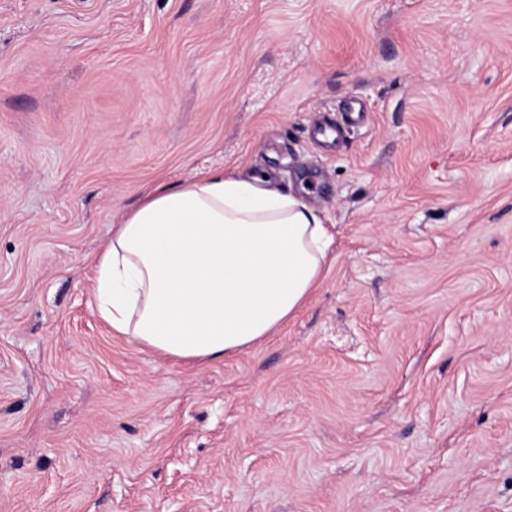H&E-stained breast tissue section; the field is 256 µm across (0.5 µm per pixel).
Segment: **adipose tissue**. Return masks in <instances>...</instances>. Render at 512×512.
I'll list each match as a JSON object with an SVG mask.
<instances>
[{"mask_svg": "<svg viewBox=\"0 0 512 512\" xmlns=\"http://www.w3.org/2000/svg\"><path fill=\"white\" fill-rule=\"evenodd\" d=\"M329 221L306 191L255 172L159 185L95 259L96 314L138 345L221 360L271 335L323 280Z\"/></svg>", "mask_w": 512, "mask_h": 512, "instance_id": "adipose-tissue-1", "label": "adipose tissue"}]
</instances>
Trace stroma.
<instances>
[{
    "mask_svg": "<svg viewBox=\"0 0 512 512\" xmlns=\"http://www.w3.org/2000/svg\"><path fill=\"white\" fill-rule=\"evenodd\" d=\"M236 167L327 208L307 305L112 332L111 226ZM0 512H512V0H0Z\"/></svg>",
    "mask_w": 512,
    "mask_h": 512,
    "instance_id": "stroma-1",
    "label": "stroma"
}]
</instances>
